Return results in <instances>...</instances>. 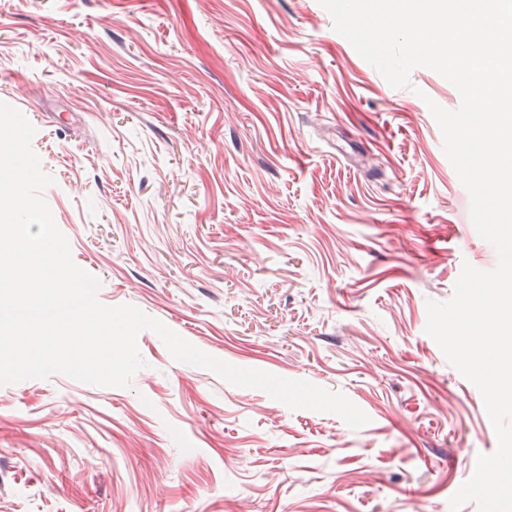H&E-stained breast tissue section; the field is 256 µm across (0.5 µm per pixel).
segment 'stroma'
<instances>
[{"instance_id": "35a3bbf8", "label": "stroma", "mask_w": 512, "mask_h": 512, "mask_svg": "<svg viewBox=\"0 0 512 512\" xmlns=\"http://www.w3.org/2000/svg\"><path fill=\"white\" fill-rule=\"evenodd\" d=\"M410 80L318 0H0V103L99 299L370 418L290 410L145 330L128 387L0 385V512H451L497 438L426 303L498 256L426 105L460 95Z\"/></svg>"}]
</instances>
